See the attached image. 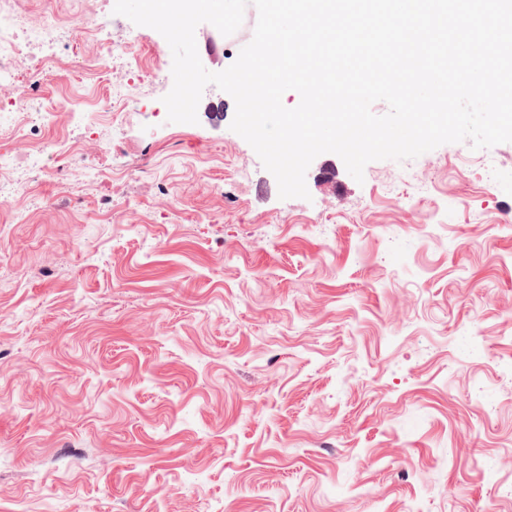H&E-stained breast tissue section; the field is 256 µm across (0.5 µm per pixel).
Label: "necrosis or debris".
<instances>
[{
	"label": "necrosis or debris",
	"mask_w": 512,
	"mask_h": 512,
	"mask_svg": "<svg viewBox=\"0 0 512 512\" xmlns=\"http://www.w3.org/2000/svg\"><path fill=\"white\" fill-rule=\"evenodd\" d=\"M79 26L90 35H97L93 16L80 14L62 20L49 8H30L24 0H0V139H17L34 123L30 103L55 71L57 44L67 25ZM102 51L93 60L84 62L86 73H112L113 69L132 68L135 38L113 42L102 37ZM93 149L85 138L42 140L26 154L28 172L44 169V157L52 153L81 165L86 177H99L91 158Z\"/></svg>",
	"instance_id": "4bbe7bcc"
}]
</instances>
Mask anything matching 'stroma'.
Returning a JSON list of instances; mask_svg holds the SVG:
<instances>
[{
    "label": "stroma",
    "instance_id": "35a3bbf8",
    "mask_svg": "<svg viewBox=\"0 0 512 512\" xmlns=\"http://www.w3.org/2000/svg\"><path fill=\"white\" fill-rule=\"evenodd\" d=\"M57 5L161 69L123 125L95 123L105 176L51 160L0 204V512H512V142L360 183L324 153L309 198L283 199L229 94L153 119L160 33L115 0ZM257 18L200 24L203 66ZM91 48L69 28L39 111L108 99L77 68Z\"/></svg>",
    "mask_w": 512,
    "mask_h": 512
}]
</instances>
